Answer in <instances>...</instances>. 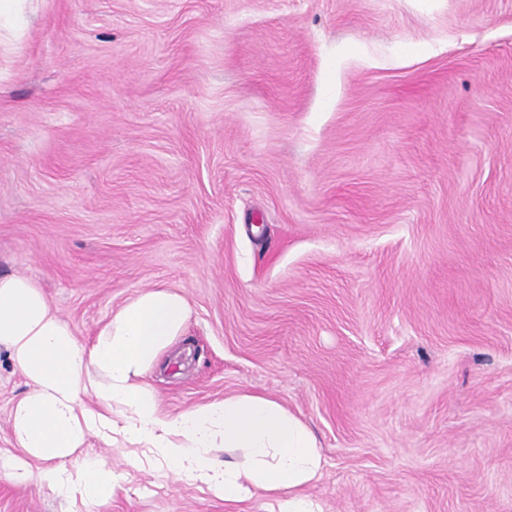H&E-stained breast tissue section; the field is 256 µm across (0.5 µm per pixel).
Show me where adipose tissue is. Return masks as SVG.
Wrapping results in <instances>:
<instances>
[{"instance_id":"adipose-tissue-1","label":"adipose tissue","mask_w":512,"mask_h":512,"mask_svg":"<svg viewBox=\"0 0 512 512\" xmlns=\"http://www.w3.org/2000/svg\"><path fill=\"white\" fill-rule=\"evenodd\" d=\"M189 318L181 295L144 290L84 345L35 279L0 274V350L28 387L10 409L16 452L0 457V467L23 482L37 460L40 482L62 499L105 501L119 484L110 462L82 458L95 439L136 449L139 464L227 501L260 494L270 512H324L306 493L325 468L317 439L277 400L239 393L178 414L163 411L147 377ZM220 449L240 453V462L218 461Z\"/></svg>"}]
</instances>
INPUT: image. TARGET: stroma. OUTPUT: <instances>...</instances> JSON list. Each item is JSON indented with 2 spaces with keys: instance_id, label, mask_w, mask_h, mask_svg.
I'll list each match as a JSON object with an SVG mask.
<instances>
[{
  "instance_id": "35a3bbf8",
  "label": "stroma",
  "mask_w": 512,
  "mask_h": 512,
  "mask_svg": "<svg viewBox=\"0 0 512 512\" xmlns=\"http://www.w3.org/2000/svg\"><path fill=\"white\" fill-rule=\"evenodd\" d=\"M0 273L84 344L181 294L162 408L279 401L326 512H512V0H0ZM87 453L112 499L0 512L268 510Z\"/></svg>"
}]
</instances>
